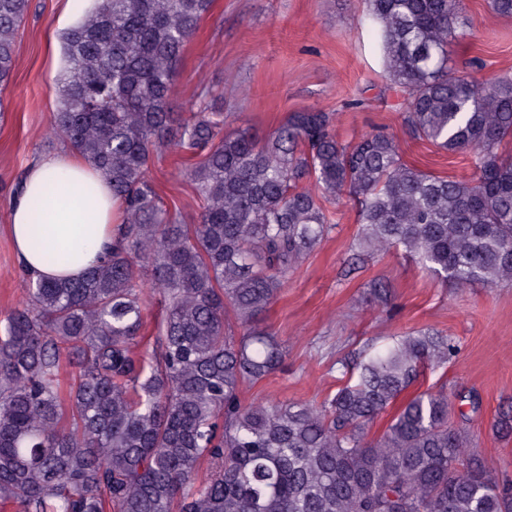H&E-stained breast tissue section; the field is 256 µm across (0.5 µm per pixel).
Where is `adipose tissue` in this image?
I'll return each mask as SVG.
<instances>
[{
	"mask_svg": "<svg viewBox=\"0 0 512 512\" xmlns=\"http://www.w3.org/2000/svg\"><path fill=\"white\" fill-rule=\"evenodd\" d=\"M120 213L107 177L78 153L40 158L10 209L17 258L37 278H78L111 253Z\"/></svg>",
	"mask_w": 512,
	"mask_h": 512,
	"instance_id": "ef3b65f1",
	"label": "adipose tissue"
}]
</instances>
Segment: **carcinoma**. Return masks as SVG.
Returning <instances> with one entry per match:
<instances>
[{"instance_id": "1", "label": "carcinoma", "mask_w": 512, "mask_h": 512, "mask_svg": "<svg viewBox=\"0 0 512 512\" xmlns=\"http://www.w3.org/2000/svg\"><path fill=\"white\" fill-rule=\"evenodd\" d=\"M212 0H97L65 36L53 129L112 183V255L76 280L29 279L0 331V508L15 512H512V480L486 467L469 415L422 392L374 421L455 344L418 330L341 364L321 404L246 405L241 387L283 361L260 317L334 229L325 200L358 208V244L401 249L459 288L512 282V77L450 73L467 37L460 0H366L389 88L415 140L473 154L463 180L408 164L375 132L341 143L331 112L290 114L261 141L224 131L203 100L171 109L173 77ZM29 0H0V86ZM199 157L203 210L157 204L153 154ZM149 279L164 301L141 336ZM243 335L234 336L228 318ZM79 368L62 424L60 345ZM209 473L198 477L202 464Z\"/></svg>"}]
</instances>
